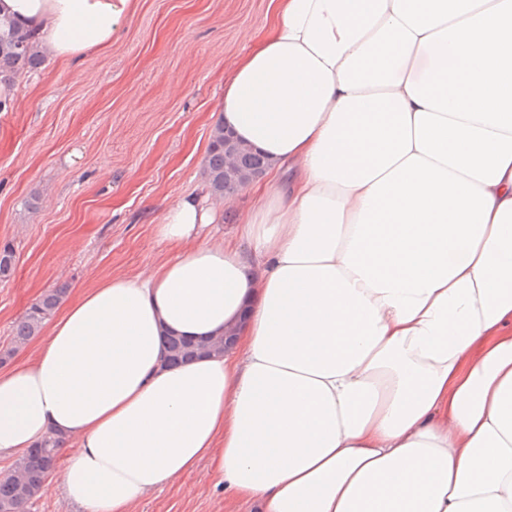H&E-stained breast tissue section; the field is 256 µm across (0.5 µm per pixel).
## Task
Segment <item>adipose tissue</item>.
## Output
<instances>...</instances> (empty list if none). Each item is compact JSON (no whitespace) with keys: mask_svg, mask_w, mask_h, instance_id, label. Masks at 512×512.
Masks as SVG:
<instances>
[{"mask_svg":"<svg viewBox=\"0 0 512 512\" xmlns=\"http://www.w3.org/2000/svg\"><path fill=\"white\" fill-rule=\"evenodd\" d=\"M220 120L272 163L235 214L190 195L163 265L112 276L0 373V458L135 512L207 465L259 512H512V0H270ZM133 0H0L50 58ZM220 356L165 362L169 334Z\"/></svg>","mask_w":512,"mask_h":512,"instance_id":"adipose-tissue-1","label":"adipose tissue"}]
</instances>
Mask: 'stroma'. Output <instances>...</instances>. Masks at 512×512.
<instances>
[{
    "mask_svg": "<svg viewBox=\"0 0 512 512\" xmlns=\"http://www.w3.org/2000/svg\"><path fill=\"white\" fill-rule=\"evenodd\" d=\"M272 22L269 0H135L121 36L75 64L45 62L0 112V351L39 343L13 329L45 291L73 303L98 279L150 271L172 254L165 209L207 190L203 168L224 81ZM136 512H224L207 467Z\"/></svg>",
    "mask_w": 512,
    "mask_h": 512,
    "instance_id": "1",
    "label": "stroma"
}]
</instances>
